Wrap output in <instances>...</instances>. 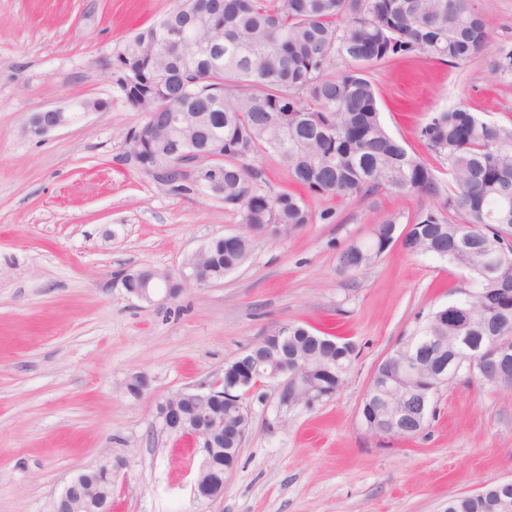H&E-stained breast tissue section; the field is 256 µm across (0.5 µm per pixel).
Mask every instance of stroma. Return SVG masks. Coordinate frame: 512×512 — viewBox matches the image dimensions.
Listing matches in <instances>:
<instances>
[{
  "instance_id": "obj_1",
  "label": "stroma",
  "mask_w": 512,
  "mask_h": 512,
  "mask_svg": "<svg viewBox=\"0 0 512 512\" xmlns=\"http://www.w3.org/2000/svg\"><path fill=\"white\" fill-rule=\"evenodd\" d=\"M173 0H0V512H53L77 472L111 455L112 512H446L449 497L512 480V391L456 379L418 437L380 440L360 406L376 365L431 311L462 298L467 273L390 246L345 274L340 253L374 224L440 200L381 192L306 194L314 220L259 242L218 284L161 304L122 278L177 272L211 238L243 231L236 212L167 195L130 159L143 121L112 82L113 45ZM381 121L419 153L420 128L464 104L512 126V80L483 56L450 66L424 54L374 66ZM107 102L37 136L34 113ZM331 219H324V212ZM337 325L355 348L346 384L308 408L267 382L244 398L249 427L221 498L196 499L198 455L155 405L222 377L274 327ZM141 397L125 386L135 375Z\"/></svg>"
}]
</instances>
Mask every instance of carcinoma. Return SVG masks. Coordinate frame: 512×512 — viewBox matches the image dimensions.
<instances>
[{
    "instance_id": "1",
    "label": "carcinoma",
    "mask_w": 512,
    "mask_h": 512,
    "mask_svg": "<svg viewBox=\"0 0 512 512\" xmlns=\"http://www.w3.org/2000/svg\"><path fill=\"white\" fill-rule=\"evenodd\" d=\"M424 52L457 64L485 54L492 70L512 77V48L493 47L485 16L471 0H177L158 22L112 48V78L125 101L143 113L184 112V134L195 156L183 157L182 141L155 129L151 140H131L149 165L169 168L166 192L186 198L202 175L203 161L223 156L224 209L239 213L245 233L233 245L212 238L207 252L188 263L203 280L240 268L261 240L295 233L311 223L304 200L265 189L264 169L253 163L271 155L313 194L357 199L380 192L437 197L435 170L408 151L383 127L369 68L398 56ZM424 146L448 170L451 188L435 209L420 211L402 233L398 219L374 225V249L345 248L340 271L356 273L371 265L390 245L409 255L436 256L467 266L480 292L433 311L413 332L449 336L472 329L488 354L458 375L494 385L498 356L507 352L512 367V128L482 120L463 106L436 113L419 131ZM279 340L288 364L310 361L336 377L326 381L338 392L350 370L354 347L303 325L287 323ZM448 345L423 347L419 357L433 373L454 364ZM402 357L382 361L372 379H399ZM238 394L210 404L217 417L232 422L244 414ZM179 417L170 431L181 434L196 416L193 399L178 400ZM360 415L373 435L376 405L362 401ZM215 470L235 466L240 437L228 431L213 436ZM98 485L86 512H102L112 486L96 471L86 473ZM512 502V487L487 485L476 494L448 499L447 512H502Z\"/></svg>"
}]
</instances>
